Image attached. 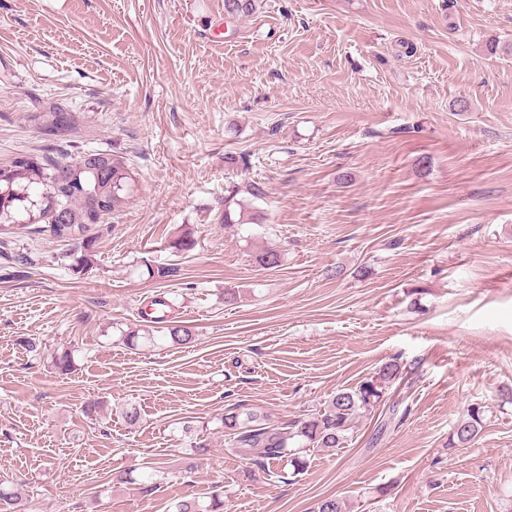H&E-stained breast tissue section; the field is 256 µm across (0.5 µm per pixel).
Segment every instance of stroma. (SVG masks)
Returning <instances> with one entry per match:
<instances>
[{"label": "stroma", "instance_id": "obj_1", "mask_svg": "<svg viewBox=\"0 0 512 512\" xmlns=\"http://www.w3.org/2000/svg\"><path fill=\"white\" fill-rule=\"evenodd\" d=\"M491 37L512 44V0H0V163L74 142L134 176L88 271L46 235H12L25 268L0 255V480L27 512L217 490L224 512H512V52ZM55 106L70 141L29 120ZM230 178L264 183L254 222L225 224ZM161 292L195 342L123 343ZM395 355L409 376L303 473L224 438L228 405L283 426ZM476 402L480 435L450 447ZM129 468L155 490L112 483Z\"/></svg>", "mask_w": 512, "mask_h": 512}]
</instances>
